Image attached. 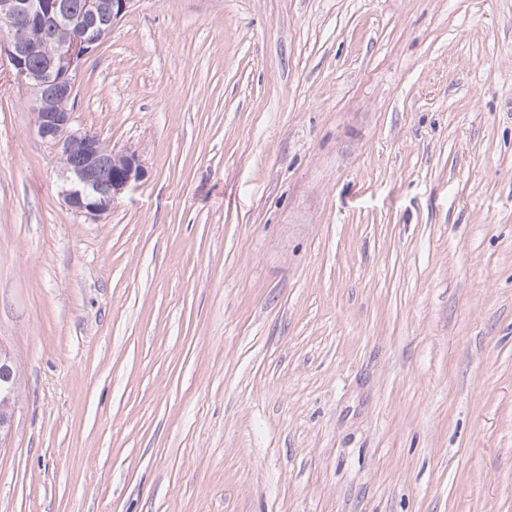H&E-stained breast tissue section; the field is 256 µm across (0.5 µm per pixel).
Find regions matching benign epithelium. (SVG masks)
<instances>
[{"label":"benign epithelium","instance_id":"benign-epithelium-1","mask_svg":"<svg viewBox=\"0 0 512 512\" xmlns=\"http://www.w3.org/2000/svg\"><path fill=\"white\" fill-rule=\"evenodd\" d=\"M135 0H0V62L31 93L38 136L59 163L58 194L74 213L99 220L146 176L137 154L116 151L73 127L81 61L98 48ZM17 375L0 354V447L13 430Z\"/></svg>","mask_w":512,"mask_h":512}]
</instances>
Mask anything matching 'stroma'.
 Instances as JSON below:
<instances>
[{
  "instance_id": "obj_1",
  "label": "stroma",
  "mask_w": 512,
  "mask_h": 512,
  "mask_svg": "<svg viewBox=\"0 0 512 512\" xmlns=\"http://www.w3.org/2000/svg\"><path fill=\"white\" fill-rule=\"evenodd\" d=\"M0 69V512H512V0H138L76 125ZM17 375L9 357L0 352V447L9 440L13 430ZM0 448V449H1Z\"/></svg>"
}]
</instances>
